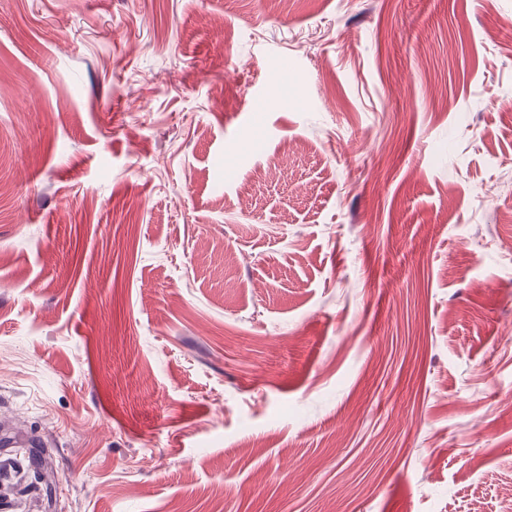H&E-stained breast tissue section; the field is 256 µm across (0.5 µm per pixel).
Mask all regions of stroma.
Masks as SVG:
<instances>
[{
  "instance_id": "1",
  "label": "stroma",
  "mask_w": 512,
  "mask_h": 512,
  "mask_svg": "<svg viewBox=\"0 0 512 512\" xmlns=\"http://www.w3.org/2000/svg\"><path fill=\"white\" fill-rule=\"evenodd\" d=\"M0 427L10 512H512V0H0Z\"/></svg>"
}]
</instances>
